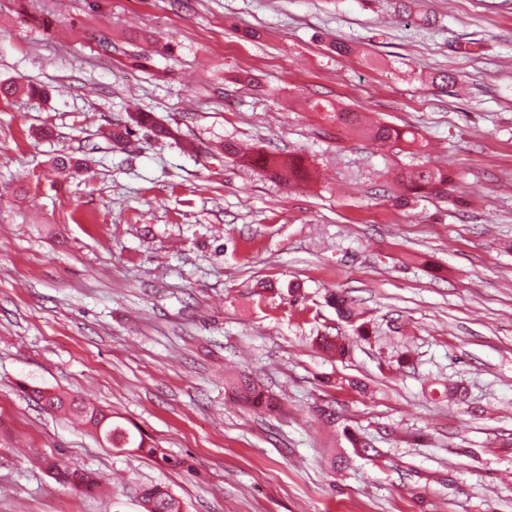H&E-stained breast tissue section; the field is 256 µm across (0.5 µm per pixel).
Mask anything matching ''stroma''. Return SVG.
Instances as JSON below:
<instances>
[{
  "instance_id": "1",
  "label": "stroma",
  "mask_w": 512,
  "mask_h": 512,
  "mask_svg": "<svg viewBox=\"0 0 512 512\" xmlns=\"http://www.w3.org/2000/svg\"><path fill=\"white\" fill-rule=\"evenodd\" d=\"M12 82L49 94L0 97V512H139L150 483L184 512H512V0H0ZM136 111L173 137H101ZM340 111L423 145H378ZM225 140L311 178L214 157ZM65 154L87 172L59 176ZM419 166L447 170L445 197L405 199L396 174ZM337 332L343 360L314 345ZM242 372L283 414L233 401ZM25 382L186 467L109 446ZM318 405L380 458L333 472L351 447L312 425ZM51 456L109 483L75 493ZM31 392L38 404L44 409L53 412H73L79 415L85 424H89L96 433L100 435L113 448H131L135 453L149 456L163 463L168 467H184L186 462L183 459L169 455L164 448L141 431L135 433L125 425L115 421L112 413L85 405L75 397L53 392L45 388L28 386L23 387Z\"/></svg>"
}]
</instances>
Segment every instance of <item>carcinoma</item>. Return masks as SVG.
<instances>
[{
  "instance_id": "1",
  "label": "carcinoma",
  "mask_w": 512,
  "mask_h": 512,
  "mask_svg": "<svg viewBox=\"0 0 512 512\" xmlns=\"http://www.w3.org/2000/svg\"><path fill=\"white\" fill-rule=\"evenodd\" d=\"M133 126L157 140L173 137L172 130L158 122L153 116L145 112H136L128 116L126 124H113L109 139L119 145L128 142ZM360 130L370 139L381 144L396 145L404 142L406 145L412 146L417 142L415 133L383 123L362 126ZM224 154L270 173L284 185L306 177L302 161L296 157L279 153H258L252 156L244 153L239 146L230 142L224 144ZM400 182L405 191L410 194L440 195L448 184V175L438 169L422 168L400 173ZM329 303L342 320L348 322L356 317L345 296L334 293L330 295ZM316 346L320 352L330 358L343 359L349 355L352 342L346 336L322 335L317 337ZM232 391L240 401L247 405L260 403L263 399L259 383L246 373L240 374L232 383ZM30 392L32 398L46 410L73 412L79 415L114 448H129L135 453L154 458L168 467L176 468L186 465L184 460L169 455L153 438L140 431L134 432L115 421L112 414L98 407L88 406L74 397L45 388L33 387ZM343 433L351 444L353 452L361 458L372 461L380 456L379 450L371 446L365 437L349 432L346 426L343 427ZM46 467L59 484L82 493H93L101 486V477L82 469L60 465L51 460L46 461ZM139 506L140 512H183L181 502L168 488L158 484L141 487Z\"/></svg>"
}]
</instances>
